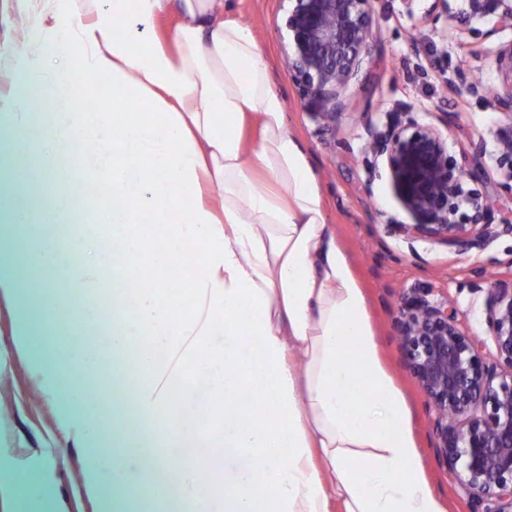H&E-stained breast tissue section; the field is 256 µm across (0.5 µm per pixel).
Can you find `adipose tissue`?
Instances as JSON below:
<instances>
[{"label":"adipose tissue","mask_w":512,"mask_h":512,"mask_svg":"<svg viewBox=\"0 0 512 512\" xmlns=\"http://www.w3.org/2000/svg\"><path fill=\"white\" fill-rule=\"evenodd\" d=\"M66 25L38 24L10 61L0 91V298L14 305V344L57 385L33 341L38 298L66 285L86 322L109 320L112 483L166 491L170 425L185 447L221 468L199 488L178 468L190 512H447L425 476L413 410L384 366L369 304L350 254L327 223L319 176L292 131L283 96L246 23L223 0H60ZM176 16L173 28L160 22ZM80 48L78 69L112 89L111 108L44 112L45 49ZM93 150L104 206L91 228L96 262L120 287L111 305L57 247L22 237L30 199L58 174L64 145ZM153 339L127 358L137 339ZM202 379V401L175 385ZM176 406L175 422L162 411ZM208 430L197 428L202 408ZM65 431L89 450L84 488L100 512L105 491L82 408L59 406ZM157 465L144 484L140 461Z\"/></svg>","instance_id":"obj_1"}]
</instances>
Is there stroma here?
<instances>
[{"instance_id": "obj_1", "label": "stroma", "mask_w": 512, "mask_h": 512, "mask_svg": "<svg viewBox=\"0 0 512 512\" xmlns=\"http://www.w3.org/2000/svg\"><path fill=\"white\" fill-rule=\"evenodd\" d=\"M233 14L255 30L270 59L274 85L285 99L291 128L308 145L327 203L328 222L355 265L366 292L369 312L387 368L412 402L419 451L426 475L444 499L447 512H472L466 496L443 467L429 434V412L414 379L407 373L394 320L399 296L414 288H432L433 299L446 301L470 334L480 337L486 361L495 350L485 322L493 279H512V235L503 234L484 247L459 251L427 240L409 241L389 234L387 224L411 223L390 186L386 171L372 173L367 126H381L400 102L410 104L414 118L437 128L453 156L479 146L473 185L481 190L491 224H512V183L497 168V133L508 119L489 107L491 93L512 81L498 64L502 49L512 46V27L501 26L497 12L472 16L470 0H374L375 41L350 83V106L330 126L302 110L288 75L279 25L280 0H224ZM45 0H0V54L23 44L25 30L35 25ZM79 49L67 45L50 58V74L67 73L63 89H51L46 111L67 97L73 111L89 102L112 104L111 88L80 72ZM66 153L74 179L71 208L51 220L36 216L31 230L54 241L76 234L78 225L97 221L100 196L92 173L84 169L85 149L70 145ZM46 294L31 315L35 335H51L55 377L61 399H73L92 427L111 420L112 356L104 337L80 322V302L58 305ZM11 305L0 300V481L9 479L24 494L0 512H51L62 503L65 512H98L84 489L87 448L61 428L55 402L45 398L42 377L28 357L14 346ZM103 349L98 365L83 367L72 352Z\"/></svg>"}]
</instances>
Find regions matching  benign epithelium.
I'll use <instances>...</instances> for the list:
<instances>
[{
	"instance_id": "1",
	"label": "benign epithelium",
	"mask_w": 512,
	"mask_h": 512,
	"mask_svg": "<svg viewBox=\"0 0 512 512\" xmlns=\"http://www.w3.org/2000/svg\"><path fill=\"white\" fill-rule=\"evenodd\" d=\"M494 1L499 23L512 26V4L472 0L475 13ZM285 57L301 108L336 121L348 107L346 92L374 40L372 0H286ZM512 119V84L488 99ZM372 153L384 160L395 197L412 219L392 230L408 239L460 251L480 246L512 225L486 223L479 194L465 189L467 154L448 153L441 133L397 104L384 128L366 131ZM497 165L512 181V123L499 133ZM470 213L458 224L459 202ZM417 289L400 298L396 330L404 366L418 384L431 416L439 461L472 504V512H512V280L492 286L486 324L496 361L481 356V341L466 331L448 305Z\"/></svg>"
}]
</instances>
